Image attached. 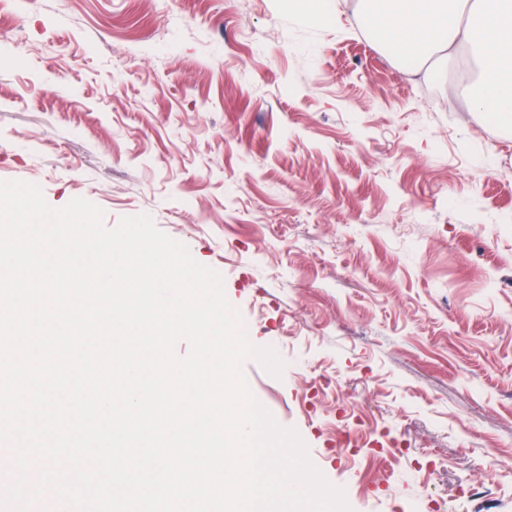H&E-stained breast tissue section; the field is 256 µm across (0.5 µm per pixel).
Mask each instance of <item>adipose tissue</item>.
I'll return each instance as SVG.
<instances>
[{"label": "adipose tissue", "mask_w": 512, "mask_h": 512, "mask_svg": "<svg viewBox=\"0 0 512 512\" xmlns=\"http://www.w3.org/2000/svg\"><path fill=\"white\" fill-rule=\"evenodd\" d=\"M376 27L383 42L399 56L419 62L436 58L447 67L461 44L472 49L482 112H512V0H379ZM476 19L460 23L461 14Z\"/></svg>", "instance_id": "adipose-tissue-1"}]
</instances>
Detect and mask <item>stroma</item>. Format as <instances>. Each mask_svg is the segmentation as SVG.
<instances>
[{
    "label": "stroma",
    "instance_id": "obj_1",
    "mask_svg": "<svg viewBox=\"0 0 512 512\" xmlns=\"http://www.w3.org/2000/svg\"><path fill=\"white\" fill-rule=\"evenodd\" d=\"M467 72L414 73L367 0H0V181L219 272L353 512H512V127Z\"/></svg>",
    "mask_w": 512,
    "mask_h": 512
}]
</instances>
